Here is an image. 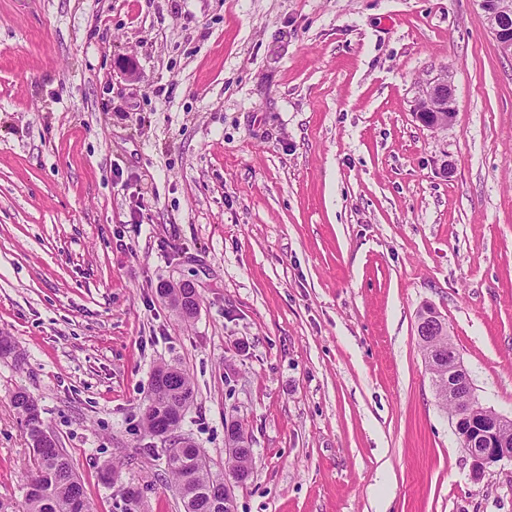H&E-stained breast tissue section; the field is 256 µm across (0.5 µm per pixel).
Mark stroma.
Returning <instances> with one entry per match:
<instances>
[{
  "mask_svg": "<svg viewBox=\"0 0 512 512\" xmlns=\"http://www.w3.org/2000/svg\"><path fill=\"white\" fill-rule=\"evenodd\" d=\"M182 280L188 321L158 294ZM427 305L512 415V56L476 0H0V500L23 389L92 512H183L167 448L224 473L231 418L235 512H512V462L474 477L438 399ZM162 365L194 388L164 437ZM415 118L424 127L445 128L456 117L455 88L447 76H439L422 89L418 104L414 108ZM428 116H434L429 122ZM192 399V383L184 371L159 367L153 375L152 392L144 414L148 431L163 437L177 429ZM246 450L242 451L239 455L229 457V471L232 477L240 476L238 483L245 482L252 473L253 469V454L250 444L245 446Z\"/></svg>",
  "mask_w": 512,
  "mask_h": 512,
  "instance_id": "obj_1",
  "label": "stroma"
}]
</instances>
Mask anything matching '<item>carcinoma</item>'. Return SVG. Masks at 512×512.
<instances>
[{"label": "carcinoma", "instance_id": "1", "mask_svg": "<svg viewBox=\"0 0 512 512\" xmlns=\"http://www.w3.org/2000/svg\"><path fill=\"white\" fill-rule=\"evenodd\" d=\"M190 289L175 288L165 284L159 287L161 296L168 299L172 308L184 319H190L197 308L189 299ZM425 361L432 379H442L436 386L439 399L448 397V369L453 358L448 325L441 315H436L435 332L420 340ZM193 399V387L188 375L177 368L159 367L152 380V392L144 414L148 431L164 436L177 429L184 412ZM12 404L22 416L31 440L33 469L26 484L21 507L0 501V512H91L84 484L74 471L63 449L54 438L42 439L40 407L25 390L19 389L12 396ZM229 471L239 482L246 481L252 473V448L229 457ZM168 469L175 481L183 512H224V504L213 499L211 490L223 483L211 474L209 462L194 445L186 448L179 458L168 457Z\"/></svg>", "mask_w": 512, "mask_h": 512}]
</instances>
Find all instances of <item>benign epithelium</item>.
Wrapping results in <instances>:
<instances>
[{
    "mask_svg": "<svg viewBox=\"0 0 512 512\" xmlns=\"http://www.w3.org/2000/svg\"><path fill=\"white\" fill-rule=\"evenodd\" d=\"M483 11L489 31L499 48L512 55V16L502 13L498 0H476ZM415 118L424 127L445 128L456 117L455 88L447 76H439L422 89L414 108ZM456 377L448 381L453 396L452 425L454 432L472 460L473 473L480 477L485 469L495 463L512 461V441L500 436V428L511 417L488 412L476 395L470 375L458 353H452Z\"/></svg>",
    "mask_w": 512,
    "mask_h": 512,
    "instance_id": "obj_1",
    "label": "benign epithelium"
}]
</instances>
